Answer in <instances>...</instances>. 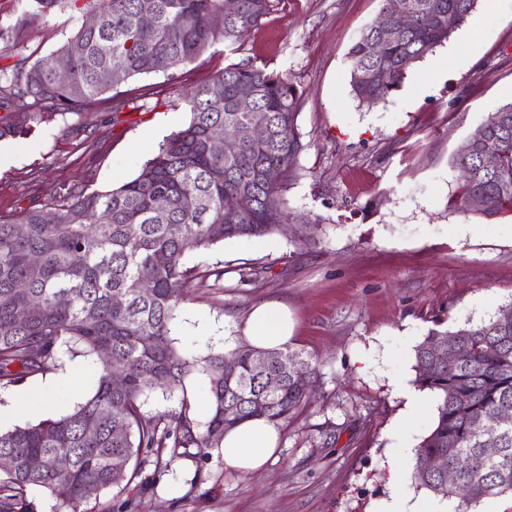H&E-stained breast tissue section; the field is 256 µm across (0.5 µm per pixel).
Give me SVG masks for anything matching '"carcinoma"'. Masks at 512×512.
<instances>
[{
  "label": "carcinoma",
  "instance_id": "cac0c4a2",
  "mask_svg": "<svg viewBox=\"0 0 512 512\" xmlns=\"http://www.w3.org/2000/svg\"><path fill=\"white\" fill-rule=\"evenodd\" d=\"M382 11L408 19L404 33L384 39L367 26L348 51L350 87L367 108L398 91L409 70L448 40V14L462 26L478 0H382ZM69 8L97 16L53 55L69 69L61 85L27 53L29 26ZM272 0H237L231 14L224 0H29L28 11L11 26L0 23V51L12 63L0 65V139L27 134L68 113L88 112L105 102L122 112L128 101L118 88L129 79L159 72L166 63L176 97L189 107L190 121L159 145L139 174L107 191H61L41 207L27 206L0 216V390L18 387L56 369L59 353L81 349L110 352L90 396L73 410L36 423L0 431V512H34L30 489L48 491L59 512H81L116 484L115 462L145 451L156 465L164 457H191L190 449L218 448L224 431L249 419L279 423L290 419L308 398L310 373L288 370L300 356L289 349L257 350L243 340L228 354L187 357L170 340L172 321L194 270L188 255L226 240L269 234L289 236L292 228L280 192L297 175L304 150L298 125L301 92L289 78L267 68L231 63L202 84L185 88L177 72L214 44L238 49L240 39L258 29ZM153 18L150 26L141 17ZM224 86L217 99L211 87ZM253 90V111L241 112V86ZM269 133L257 143L254 118ZM217 127L235 130L238 152L226 156L211 143ZM473 150L452 158L465 174L449 195L448 207L485 221L512 217V102L488 114L471 133ZM494 151L497 167L482 156ZM481 197V206L470 205ZM236 209L228 219L226 206ZM25 226L18 234L17 225ZM39 257L37 263L29 257ZM148 285L151 291L140 288ZM124 297L125 305L113 303ZM25 312L26 320L17 315ZM512 304L486 322L456 329H432L414 350L415 382L438 397L434 425L416 448L415 485L441 500L456 499L454 512H471L481 500L512 493V422L494 441L485 426L512 413ZM438 346L448 358L436 356ZM234 370L224 372V360ZM263 357L267 366L258 367ZM125 387L112 389V365ZM192 374L206 377L209 413L194 416L191 403L180 411L146 418L141 400L154 385H181ZM93 428H88V425ZM59 454L69 458L63 472L34 470L29 461ZM443 459L459 474L450 485L424 463Z\"/></svg>",
  "mask_w": 512,
  "mask_h": 512
}]
</instances>
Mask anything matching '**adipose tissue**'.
I'll use <instances>...</instances> for the list:
<instances>
[{
    "label": "adipose tissue",
    "mask_w": 512,
    "mask_h": 512,
    "mask_svg": "<svg viewBox=\"0 0 512 512\" xmlns=\"http://www.w3.org/2000/svg\"><path fill=\"white\" fill-rule=\"evenodd\" d=\"M243 333L258 349L286 347L292 337L287 307L276 302L256 306L245 321ZM278 436L276 423L261 418L226 431L220 448L225 467L243 473L262 471L277 448Z\"/></svg>",
    "instance_id": "adipose-tissue-1"
}]
</instances>
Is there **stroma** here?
Instances as JSON below:
<instances>
[{"mask_svg": "<svg viewBox=\"0 0 512 512\" xmlns=\"http://www.w3.org/2000/svg\"><path fill=\"white\" fill-rule=\"evenodd\" d=\"M381 0H273L264 23L237 51L215 45L180 81H207L247 59L300 89L305 145L298 175L282 192L298 230L227 240L190 255L191 282L171 325L175 347L203 356L237 345L257 304L287 305L289 346L316 368L315 390L288 421L266 469L227 468L214 449L122 481L100 496L101 512H379L405 478L417 512L433 495L410 479L436 407L405 412L414 349L443 319L476 324L512 303V220L486 222L448 207L451 165L467 137L512 101V0H479L467 23L418 62L400 90L372 109L350 93L347 52L374 22ZM60 10L33 19L29 46L48 57L81 25ZM137 109L69 113L27 136L0 140V215L47 201L59 189H108L136 177L162 141L186 125L165 73L121 88ZM223 271L215 280L214 271ZM54 373L22 385L36 422L77 405L70 388L42 395ZM204 377L155 387L142 412H179L189 400L208 414Z\"/></svg>", "mask_w": 512, "mask_h": 512, "instance_id": "obj_1", "label": "stroma"}]
</instances>
